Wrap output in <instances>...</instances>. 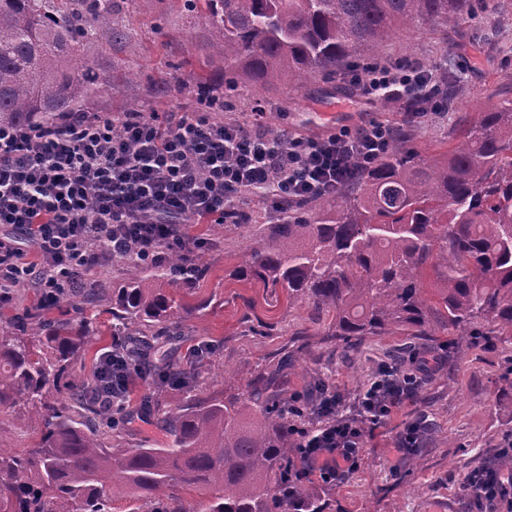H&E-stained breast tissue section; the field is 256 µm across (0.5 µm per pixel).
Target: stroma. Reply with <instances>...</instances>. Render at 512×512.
<instances>
[{"label":"stroma","instance_id":"1","mask_svg":"<svg viewBox=\"0 0 512 512\" xmlns=\"http://www.w3.org/2000/svg\"><path fill=\"white\" fill-rule=\"evenodd\" d=\"M487 3L476 16L397 34L381 53L382 60L411 58L427 69L455 63L454 100L435 124L408 123L396 103L365 101L340 77L331 82L315 77L297 90L246 84L223 115L249 124L260 112L269 128L285 126L310 138L370 121L388 122L405 129L422 156H433L454 145L458 118H477L512 98V0ZM115 20L140 43L141 55L131 66L120 45L85 46V58L111 69L114 82L112 92L87 100L86 111L164 113L191 107L206 20L185 13L180 0H116ZM245 209L248 218L238 224L191 225V234L210 240L200 252L208 273L194 285L166 288L191 311L180 319L178 335L157 336L153 342L168 365L191 369L190 386L166 391L148 410L144 403L154 383L136 381L125 409L131 424L118 435L103 422L99 432L128 448L161 446L167 441L161 421L175 406L229 396L284 401L308 388L316 376L351 396L365 387L380 363L414 350L436 359L420 394L396 406L385 425L365 428L361 464L344 483H312L308 490L324 503V512H466L465 476L512 433V416L495 407L504 387L501 375L512 366V336L490 343L465 339L451 348L418 336H369L358 351L343 355L326 333L328 315H315L307 304H289L283 293L235 278L262 229L280 218L271 202L258 198ZM126 276V264L103 260L84 275L102 285L99 297L86 298L73 288L67 303L49 308L40 305L32 280H24L12 290L11 307L0 310V336L10 334L22 314L39 322H88V344L69 364L65 379L90 383L100 355L112 347V291ZM422 417L430 428L419 466L395 464L392 448L398 433ZM40 436V423L25 416L23 407L0 411V448L21 453Z\"/></svg>","mask_w":512,"mask_h":512}]
</instances>
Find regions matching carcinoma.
<instances>
[{
    "label": "carcinoma",
    "mask_w": 512,
    "mask_h": 512,
    "mask_svg": "<svg viewBox=\"0 0 512 512\" xmlns=\"http://www.w3.org/2000/svg\"><path fill=\"white\" fill-rule=\"evenodd\" d=\"M471 0H183L207 18L201 69L224 71L225 98L196 78L212 111L230 106L239 84L299 89L356 60L371 61L398 32L464 16ZM114 0H0V124L51 125L112 90V74L83 57L84 45H139L112 21ZM458 144L422 157L397 131L391 149L333 199L281 211L253 247L241 278L281 289L288 304L332 314L326 335L352 348L368 336L512 335V100L456 125ZM171 252L153 274L129 262L112 291V335L134 352L130 368L157 378L154 396L185 386L136 324L172 323L185 305L159 281L179 278ZM86 335L70 322L46 333L22 317L0 337V409L21 402L42 426L21 454L0 448V512H111V497L134 493L175 502L170 512H323L304 492L288 501L296 418L253 398L197 400L164 417L161 448L107 444L89 422L111 392L64 384ZM66 393L56 406L50 390ZM176 488L198 493L189 507Z\"/></svg>",
    "instance_id": "carcinoma-1"
}]
</instances>
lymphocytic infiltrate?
<instances>
[{
  "instance_id": "f902f5d3",
  "label": "lymphocytic infiltrate",
  "mask_w": 512,
  "mask_h": 512,
  "mask_svg": "<svg viewBox=\"0 0 512 512\" xmlns=\"http://www.w3.org/2000/svg\"><path fill=\"white\" fill-rule=\"evenodd\" d=\"M436 79V71L384 61L350 76L367 101L395 100L411 122L438 117L437 107H416L418 95L433 99ZM395 133L371 122L308 139L196 112H79L49 131L0 125V224L14 227L36 256L26 261L0 240V306L24 276L34 277L41 301L56 302L101 252L144 262L195 252L200 243L185 225L244 220L242 205L252 198L279 208L339 193L356 165L372 166L387 152ZM427 372V359L410 353L407 364L374 375L356 413L333 401L317 429L297 427L289 493L313 480L343 483L360 465L363 424L413 398ZM511 453L512 439L503 441L466 476L463 496L477 512H512V469L500 465Z\"/></svg>"
}]
</instances>
